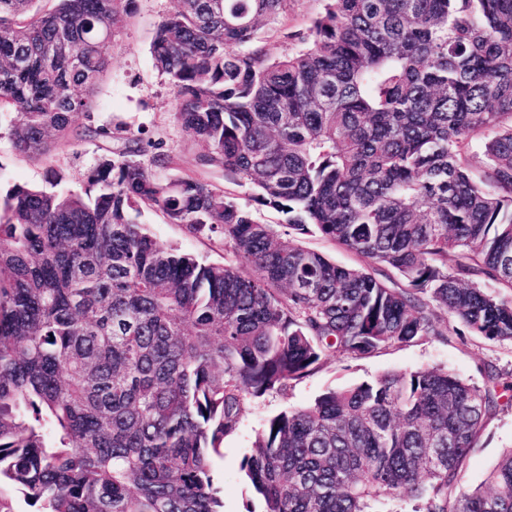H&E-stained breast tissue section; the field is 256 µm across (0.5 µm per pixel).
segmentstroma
<instances>
[{
  "instance_id": "obj_1",
  "label": "stroma",
  "mask_w": 512,
  "mask_h": 512,
  "mask_svg": "<svg viewBox=\"0 0 512 512\" xmlns=\"http://www.w3.org/2000/svg\"><path fill=\"white\" fill-rule=\"evenodd\" d=\"M176 6V0H134L129 13L122 15L117 24L110 46L112 64L95 97L92 120L111 125V139H76L52 150L49 156H30L14 146L13 114H0L1 187L36 185L50 191L80 188L85 172L99 156L122 146L125 138L136 137L144 148L142 162H150L159 151L170 155L172 163L159 170V177H201L238 203L251 205L249 187L225 177L223 169L199 164L200 150L181 129L169 81L154 66L151 44L156 29ZM324 7L325 0H287L279 16L258 30V47L272 59L297 54L304 47L303 37ZM143 220L149 233L163 245L207 263L221 264L234 258L222 234L196 237L183 225L167 223L156 210L145 211ZM490 364L498 368L503 380L512 382V344H493L468 333L453 334L445 341L431 338L411 345H393L362 359L332 357L314 375L293 382L287 394L245 400L239 428L225 437L224 455L215 458L213 464L216 483L224 496V512H246L247 507L258 504L240 471V462L269 416L306 406L326 389L348 387L387 371L445 367L480 385ZM511 447L512 402L488 421L459 474V487L470 491L479 486L503 451Z\"/></svg>"
}]
</instances>
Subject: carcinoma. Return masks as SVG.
<instances>
[{
	"label": "carcinoma",
	"mask_w": 512,
	"mask_h": 512,
	"mask_svg": "<svg viewBox=\"0 0 512 512\" xmlns=\"http://www.w3.org/2000/svg\"><path fill=\"white\" fill-rule=\"evenodd\" d=\"M0 0V111L22 153L112 137L94 108L134 0ZM177 0L152 44L210 181L141 140L61 192L0 191V485L35 512H224L212 458L244 400L333 356L467 331L512 342V0H328L304 49L255 40L286 0ZM224 235L236 264L160 244L144 210ZM314 231L343 267L288 239ZM457 253L448 271V252ZM454 317L462 329L446 326ZM443 368L386 372L271 416L240 470L260 512H512V450L458 476L494 416ZM305 247L324 253L333 259L337 264L356 265L360 263L359 258L345 247L330 241L319 234L308 236L303 240Z\"/></svg>",
	"instance_id": "carcinoma-1"
}]
</instances>
